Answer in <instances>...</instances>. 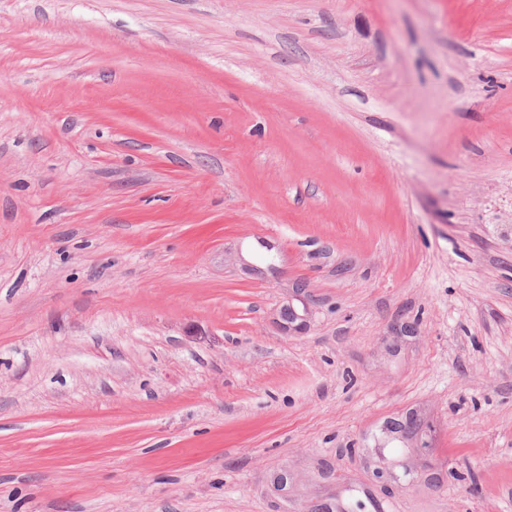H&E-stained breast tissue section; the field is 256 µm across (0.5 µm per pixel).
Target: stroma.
Returning <instances> with one entry per match:
<instances>
[{
    "label": "stroma",
    "mask_w": 512,
    "mask_h": 512,
    "mask_svg": "<svg viewBox=\"0 0 512 512\" xmlns=\"http://www.w3.org/2000/svg\"><path fill=\"white\" fill-rule=\"evenodd\" d=\"M336 503L512 512V0H0V512Z\"/></svg>",
    "instance_id": "stroma-1"
}]
</instances>
